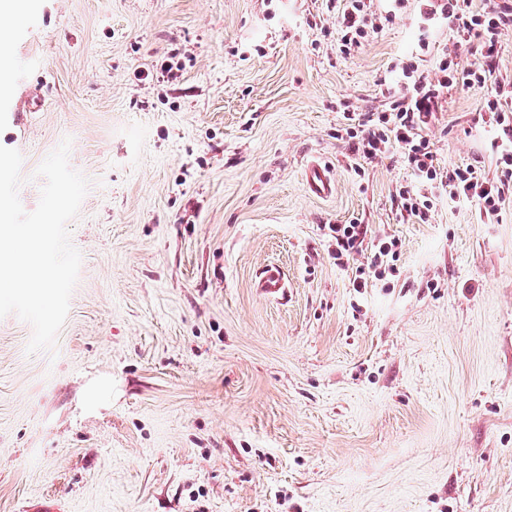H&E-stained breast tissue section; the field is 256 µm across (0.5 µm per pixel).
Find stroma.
<instances>
[{"instance_id": "stroma-1", "label": "stroma", "mask_w": 512, "mask_h": 512, "mask_svg": "<svg viewBox=\"0 0 512 512\" xmlns=\"http://www.w3.org/2000/svg\"><path fill=\"white\" fill-rule=\"evenodd\" d=\"M409 0L342 54L326 0H35L1 50L0 146L37 169L62 142L90 182L82 256L52 348L0 318V512H512V197L497 222L438 196L401 219L398 149L354 171L351 120L387 107L396 64L435 73ZM449 90L427 129L441 168L496 172L485 96ZM176 62V80L155 78ZM147 80H138L139 72ZM336 190L304 188L308 159ZM398 239L355 292L328 224ZM275 264L279 297L256 278Z\"/></svg>"}]
</instances>
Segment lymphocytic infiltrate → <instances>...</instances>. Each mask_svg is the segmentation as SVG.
Listing matches in <instances>:
<instances>
[{"label": "lymphocytic infiltrate", "mask_w": 512, "mask_h": 512, "mask_svg": "<svg viewBox=\"0 0 512 512\" xmlns=\"http://www.w3.org/2000/svg\"><path fill=\"white\" fill-rule=\"evenodd\" d=\"M341 32L342 53L360 48L369 34L383 27L384 18L376 13L373 0H329ZM420 15L424 21L448 23L454 45L476 44L479 59L472 67L459 69L450 53H443L434 76H426L418 64L401 65L398 79L388 86L389 107L375 116H367L356 127L348 128V145L355 161H370L396 147L411 170L413 183L396 186L392 203L401 216L428 223L436 192L444 190L454 202L474 206L482 222L498 219L501 205L512 194V85H500L484 99L497 130L491 146L496 152V177L485 176L478 166L469 164L442 170L436 152L424 133L442 107L445 92L453 87L483 88L498 70L501 36L512 29V0H496L487 9L476 10L472 0H424ZM328 231L335 241L337 265L365 256L357 266L351 286L366 288L370 279H382L397 256V241L373 234L365 224H332Z\"/></svg>", "instance_id": "f902f5d3"}]
</instances>
